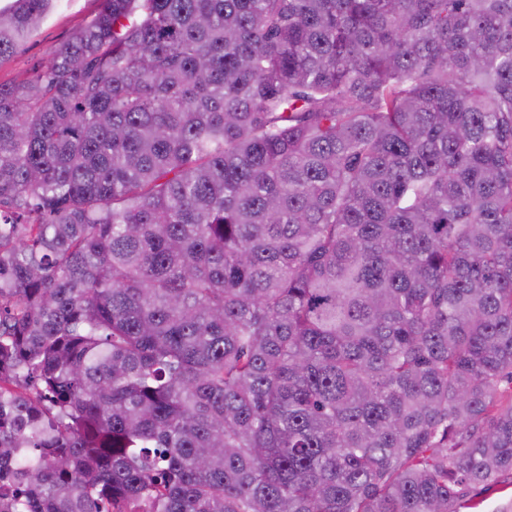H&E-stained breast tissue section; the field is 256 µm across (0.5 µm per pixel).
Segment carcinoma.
Segmentation results:
<instances>
[{"mask_svg":"<svg viewBox=\"0 0 512 512\" xmlns=\"http://www.w3.org/2000/svg\"><path fill=\"white\" fill-rule=\"evenodd\" d=\"M55 2L0 6V61ZM505 473L512 0H100L0 84V512Z\"/></svg>","mask_w":512,"mask_h":512,"instance_id":"obj_1","label":"carcinoma"}]
</instances>
